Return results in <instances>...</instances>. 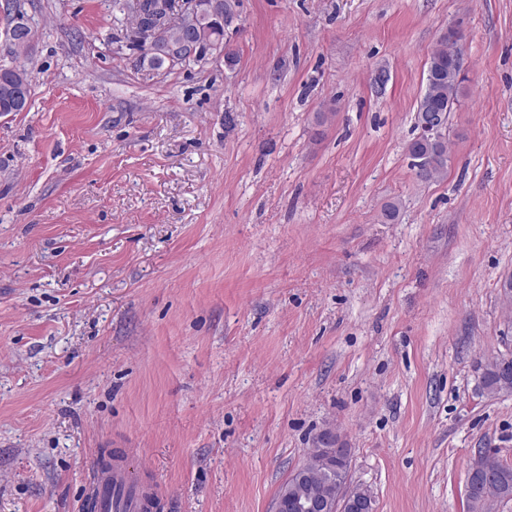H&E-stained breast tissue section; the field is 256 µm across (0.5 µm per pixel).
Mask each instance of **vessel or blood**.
<instances>
[{
	"label": "vessel or blood",
	"mask_w": 512,
	"mask_h": 512,
	"mask_svg": "<svg viewBox=\"0 0 512 512\" xmlns=\"http://www.w3.org/2000/svg\"><path fill=\"white\" fill-rule=\"evenodd\" d=\"M97 512H148L157 489L137 481L121 461L98 463L94 469Z\"/></svg>",
	"instance_id": "obj_1"
}]
</instances>
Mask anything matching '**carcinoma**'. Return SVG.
Wrapping results in <instances>:
<instances>
[{
    "label": "carcinoma",
    "mask_w": 512,
    "mask_h": 512,
    "mask_svg": "<svg viewBox=\"0 0 512 512\" xmlns=\"http://www.w3.org/2000/svg\"><path fill=\"white\" fill-rule=\"evenodd\" d=\"M454 33H448L441 44L430 54L426 77V87L420 99L418 109L435 104L447 113L452 112L462 93V65L453 49ZM28 75L22 64L0 65V114L15 112L11 104L10 88L18 85ZM420 135L408 145L410 157L414 159L413 167L422 181L439 179L448 170V145L446 136L436 137L416 125ZM479 390L494 397L500 393L512 391V352H500L493 357L484 369ZM309 460L303 464L309 475L302 485L289 478L285 482L288 495H295L305 488L313 493H321L339 486L345 479L350 463L336 454L335 443L318 438ZM466 496L469 512H493L500 503L512 501V465L492 459L488 466L480 471L468 472Z\"/></svg>",
    "instance_id": "carcinoma-1"
}]
</instances>
